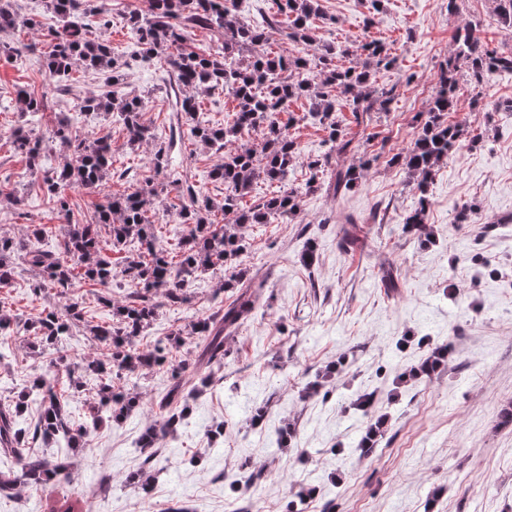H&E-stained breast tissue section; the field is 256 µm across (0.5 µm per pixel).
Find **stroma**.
Here are the masks:
<instances>
[{
	"label": "stroma",
	"instance_id": "stroma-1",
	"mask_svg": "<svg viewBox=\"0 0 512 512\" xmlns=\"http://www.w3.org/2000/svg\"><path fill=\"white\" fill-rule=\"evenodd\" d=\"M30 5L38 28L0 32V43L17 48L0 57V181L7 179L22 207L0 200V233L21 237L30 225L59 223L40 189V175L10 146L19 119L15 91L56 87L34 125L44 133L67 117L77 134L107 135L114 169L112 192H131L150 180L159 225L157 242L171 250L179 224L178 204L167 174H151L157 147H165L197 195L221 198L223 185L209 178L220 157L197 144L176 112L182 93L159 60L128 63L129 12L147 0H106L112 11L109 40L115 64L124 68L122 92L140 96L144 118L156 128L154 142L129 145L119 124L81 109L84 97L100 93L103 77L73 67L65 82L53 77L42 56L53 15L43 0ZM448 14L442 0H322L313 35L318 42L358 46L365 35L386 41L399 66L375 75L389 86L412 75L391 112L375 114L361 140L359 155L373 157L359 189L342 197L317 190L304 195L301 212L290 222L251 224L241 230L246 249L240 258L249 275L263 276L267 288L255 313L226 342L223 368L210 387L190 399L189 427L166 439L156 456L145 458L137 440L157 413L159 392L175 366L191 367L186 349L171 351L167 365L141 371L119 382L137 394L140 410L105 422L82 448L36 443L35 454L61 456L72 464L70 481L51 488L18 487L0 493V512H165L180 501L188 512H285L297 493H306L303 512H512V425L500 412L512 407V112L496 110L512 99V80L490 78L478 108L451 114V121L480 131L482 138L452 153L437 169L429 188L431 241L406 233L403 220L418 194L393 154L418 135V113L426 111L429 87L453 50L457 25L470 22L490 46L512 51V36L490 19L489 0H458ZM284 132L297 143L299 160L290 177L302 188L312 171L308 162L329 151L326 135L305 119L304 104L293 108ZM472 204L467 223L457 221ZM362 221L363 249L340 246L337 232L345 216ZM314 246L317 260L305 267L300 257ZM392 265L403 284L391 295L379 284L381 264ZM32 271L16 264L10 287L0 289V305L19 322L6 336L15 359L0 366V405L12 404L46 361L24 342L22 320L42 308L64 310L53 289L31 295ZM224 269H212L192 283L187 301L160 306L159 315L135 349L147 351L174 333L225 306ZM448 358L432 375L413 377L438 346ZM320 381L317 396L304 397L309 382ZM375 395L374 416L388 419L371 451L360 446L368 418L355 408L359 395ZM264 408L261 424L252 411ZM291 424L288 447L269 440ZM147 468L150 491L128 482ZM262 468L253 484L235 485L236 475Z\"/></svg>",
	"mask_w": 512,
	"mask_h": 512
}]
</instances>
